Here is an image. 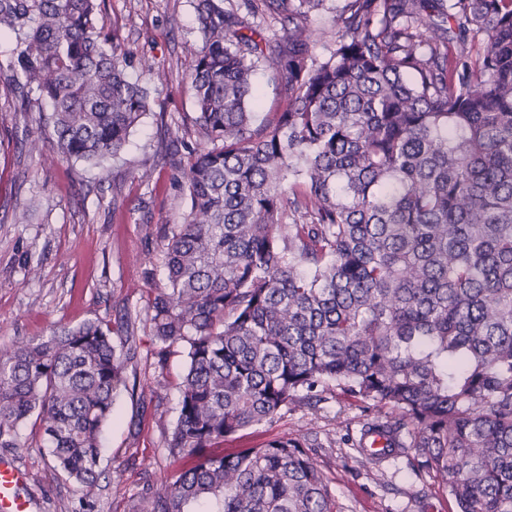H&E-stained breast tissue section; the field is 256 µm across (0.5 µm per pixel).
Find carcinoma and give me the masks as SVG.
Masks as SVG:
<instances>
[{
    "mask_svg": "<svg viewBox=\"0 0 512 512\" xmlns=\"http://www.w3.org/2000/svg\"><path fill=\"white\" fill-rule=\"evenodd\" d=\"M105 0H0V60L30 151L105 162L150 110ZM195 0V147L183 222L149 305L187 367L169 453L189 463L138 512H335L306 440L224 453L333 383L395 416L360 462L411 448L457 512H512V0ZM279 24L270 37L248 22ZM288 109L256 123V71ZM137 347L89 320L0 351V447L39 419L53 468L91 496ZM310 27L315 33L312 42L311 51L319 58L325 57L329 47L332 44L333 28L331 27V17L328 13H319L310 17Z\"/></svg>",
    "mask_w": 512,
    "mask_h": 512,
    "instance_id": "1",
    "label": "carcinoma"
}]
</instances>
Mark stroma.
Masks as SVG:
<instances>
[{
  "mask_svg": "<svg viewBox=\"0 0 512 512\" xmlns=\"http://www.w3.org/2000/svg\"><path fill=\"white\" fill-rule=\"evenodd\" d=\"M104 13L122 51L153 66L156 100L124 153L109 161L106 183H99L96 168L53 164L28 152L16 136L37 128L39 115L14 110L0 82V349L86 320L116 323L127 314L138 351L126 369L137 388L116 398L93 496L51 467L34 420L20 427L17 447L0 448V457L27 472L32 512H136L142 497L172 483L183 465L169 453L166 436L177 418L186 352L176 345L157 356L146 320L164 278V236L187 210L166 149L176 134L193 137L188 82L191 51L200 40L192 0H105ZM145 168L152 172L146 184L133 177ZM391 415L332 385L320 402L281 412L226 440L224 449L304 436L338 512H456L441 482L416 468L413 453L360 464L353 441L362 426Z\"/></svg>",
  "mask_w": 512,
  "mask_h": 512,
  "instance_id": "1",
  "label": "stroma"
}]
</instances>
